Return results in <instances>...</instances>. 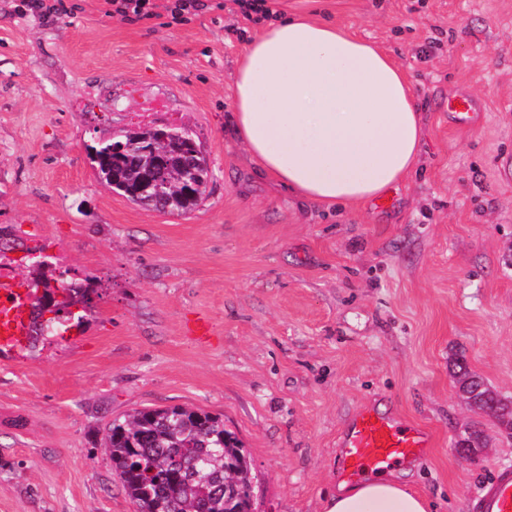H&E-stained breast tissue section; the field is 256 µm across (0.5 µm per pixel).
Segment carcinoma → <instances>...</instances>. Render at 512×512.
I'll use <instances>...</instances> for the list:
<instances>
[{
	"mask_svg": "<svg viewBox=\"0 0 512 512\" xmlns=\"http://www.w3.org/2000/svg\"><path fill=\"white\" fill-rule=\"evenodd\" d=\"M162 154H175L181 162L159 173V185L129 197L130 187ZM89 156L98 178L112 192L171 213L193 209L211 179L195 134L185 126L147 127L102 139L90 147ZM33 285L35 336L83 325L84 316L69 308L91 307L96 294L92 278L61 279L53 288L42 274ZM46 312L52 317L42 323L39 318ZM455 368L469 405L511 431L512 403L499 399L465 360H457ZM103 446L135 512H254L257 492L246 451L217 414L181 405L135 409L109 423ZM456 447L474 453L483 447L482 431H468Z\"/></svg>",
	"mask_w": 512,
	"mask_h": 512,
	"instance_id": "cac0c4a2",
	"label": "carcinoma"
}]
</instances>
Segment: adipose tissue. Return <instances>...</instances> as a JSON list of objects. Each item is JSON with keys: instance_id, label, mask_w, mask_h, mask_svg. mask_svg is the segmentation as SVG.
Wrapping results in <instances>:
<instances>
[{"instance_id": "1", "label": "adipose tissue", "mask_w": 512, "mask_h": 512, "mask_svg": "<svg viewBox=\"0 0 512 512\" xmlns=\"http://www.w3.org/2000/svg\"><path fill=\"white\" fill-rule=\"evenodd\" d=\"M237 134L260 169L315 204L376 200L413 170L422 145L414 90L389 55L307 16L269 23L235 76ZM326 512H430L398 469L340 483Z\"/></svg>"}]
</instances>
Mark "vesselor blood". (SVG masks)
Listing matches in <instances>:
<instances>
[{
    "label": "vessel or blood",
    "instance_id": "1",
    "mask_svg": "<svg viewBox=\"0 0 512 512\" xmlns=\"http://www.w3.org/2000/svg\"><path fill=\"white\" fill-rule=\"evenodd\" d=\"M29 297L11 280L0 282V348L15 350L29 333ZM342 474L354 479L366 471L413 460L432 438L424 428L407 425L373 409H361L340 438ZM478 512H512V468L500 470L478 496Z\"/></svg>",
    "mask_w": 512,
    "mask_h": 512
}]
</instances>
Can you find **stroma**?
<instances>
[{
	"label": "stroma",
	"mask_w": 512,
	"mask_h": 512,
	"mask_svg": "<svg viewBox=\"0 0 512 512\" xmlns=\"http://www.w3.org/2000/svg\"><path fill=\"white\" fill-rule=\"evenodd\" d=\"M0 0V226L14 279L31 253L99 296L84 329L0 354V512H134L102 447L115 416L185 405L223 416L257 512H324L340 434L372 405L426 427L411 492L475 512L512 467V434L462 401L464 358L512 400V0H278L351 29L410 76L423 143L383 199L325 208L264 175L237 139L234 74L261 27L217 0L128 23L105 0L46 21ZM438 53L418 56L429 42ZM469 95L463 124L448 98ZM191 128L212 176L192 211L135 205L87 147ZM202 317L210 337L187 336ZM487 446L456 452L471 427Z\"/></svg>",
	"instance_id": "obj_1"
}]
</instances>
